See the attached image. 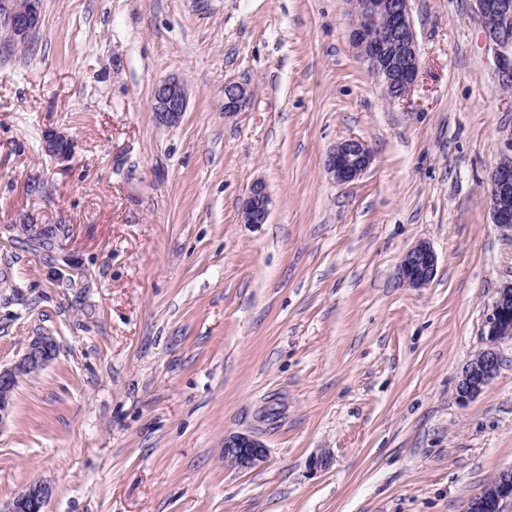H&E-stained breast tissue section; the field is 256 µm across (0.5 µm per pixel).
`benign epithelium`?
Returning <instances> with one entry per match:
<instances>
[{"label": "benign epithelium", "mask_w": 512, "mask_h": 512, "mask_svg": "<svg viewBox=\"0 0 512 512\" xmlns=\"http://www.w3.org/2000/svg\"><path fill=\"white\" fill-rule=\"evenodd\" d=\"M350 3V40L358 56L378 78L384 94L391 102L408 98L417 82L420 60L409 0H347ZM486 48L497 62L498 84L512 86V0H474ZM42 24V3L36 0H7L0 9V51L7 53L19 45L36 39ZM253 91L240 82L224 83V112H243L251 106ZM188 94L176 79L157 82L152 90L151 108L168 125L180 122L187 110ZM63 132L46 135L45 153L59 161H67L72 150ZM373 154L366 143L347 138L336 145L325 160L326 173L338 183H349L366 171ZM490 201L494 223L512 232V138L490 176ZM272 199L261 182L252 184L241 204L245 224H264L270 215ZM437 257L429 244L420 242L404 255L399 274L410 288H423L432 280ZM485 346L462 367L457 378L456 394L465 404L480 395L497 374L501 356L498 344L512 337V284L497 292L486 321ZM55 340L38 336L23 356L10 367L0 368V428L11 413L12 396L19 378L34 375L54 358ZM267 458V448L255 436L232 433L224 437V462L239 470L260 466ZM51 489L43 482L28 485L0 512H44ZM512 503V468L502 472L498 480L475 497L468 512H503Z\"/></svg>", "instance_id": "obj_1"}]
</instances>
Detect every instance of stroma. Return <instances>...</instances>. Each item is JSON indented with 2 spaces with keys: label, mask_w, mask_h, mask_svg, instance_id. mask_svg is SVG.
Instances as JSON below:
<instances>
[{
  "label": "stroma",
  "mask_w": 512,
  "mask_h": 512,
  "mask_svg": "<svg viewBox=\"0 0 512 512\" xmlns=\"http://www.w3.org/2000/svg\"><path fill=\"white\" fill-rule=\"evenodd\" d=\"M409 7L420 73L392 103L347 0H44L0 64V225L67 233L47 256L0 234V365L40 335L57 353L13 393L0 502L43 481L46 512H465L512 466V339L481 395L455 391L512 280L488 194L512 92L473 0ZM169 77L174 126L150 105ZM350 137L373 162L341 184L323 161ZM257 181L273 205L250 225ZM420 242L437 267L415 289ZM246 431L266 462L226 467ZM187 105V90L178 80L168 78L154 85L151 108L163 123L168 125L179 123L187 110ZM253 91L240 82L228 81L224 83V111L231 114L243 112L251 106ZM66 143H70L71 145V140L65 133L53 131L46 135L43 149L50 157L64 162L69 160L72 154V146L67 150L64 147ZM272 199L261 182L252 184L241 204V218L246 224H264L270 215ZM437 266V257L429 244L420 242L404 255L399 274L410 288H423L432 280Z\"/></svg>",
  "instance_id": "obj_1"
}]
</instances>
